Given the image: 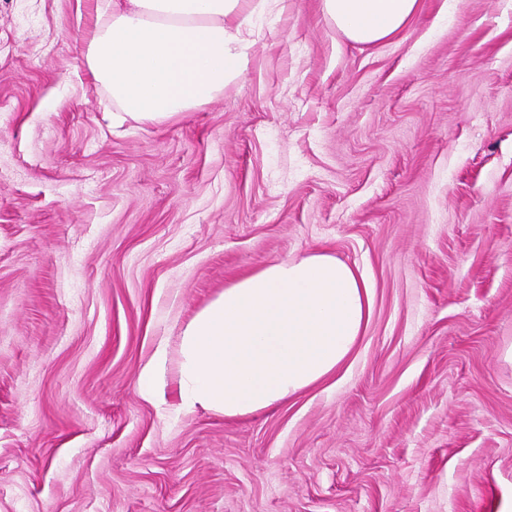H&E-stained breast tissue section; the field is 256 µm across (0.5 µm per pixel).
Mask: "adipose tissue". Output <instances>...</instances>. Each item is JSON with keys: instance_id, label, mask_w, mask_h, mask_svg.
Masks as SVG:
<instances>
[{"instance_id": "ef3b65f1", "label": "adipose tissue", "mask_w": 512, "mask_h": 512, "mask_svg": "<svg viewBox=\"0 0 512 512\" xmlns=\"http://www.w3.org/2000/svg\"><path fill=\"white\" fill-rule=\"evenodd\" d=\"M421 0H322L349 41L401 36ZM255 0H105L87 66L112 99V123L161 124L211 102L241 78ZM356 268L325 253L252 272L202 308L179 340L182 406L227 418L264 410L347 359L370 315Z\"/></svg>"}]
</instances>
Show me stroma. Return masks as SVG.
<instances>
[{"label": "stroma", "instance_id": "1", "mask_svg": "<svg viewBox=\"0 0 512 512\" xmlns=\"http://www.w3.org/2000/svg\"><path fill=\"white\" fill-rule=\"evenodd\" d=\"M96 6L0 0V512H507L512 0H421L373 46L276 0L223 94L118 128ZM320 251L370 286L347 362L180 411L187 323ZM166 363V350H158L152 361L142 370L137 378V388L140 393L152 395L164 386Z\"/></svg>", "mask_w": 512, "mask_h": 512}]
</instances>
